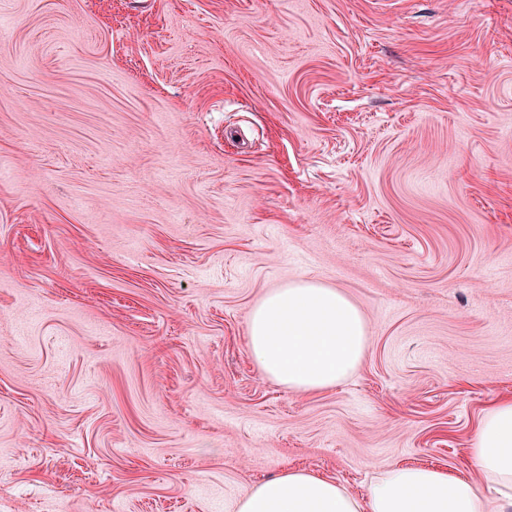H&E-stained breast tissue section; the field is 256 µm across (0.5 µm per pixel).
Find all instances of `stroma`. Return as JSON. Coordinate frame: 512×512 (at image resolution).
Wrapping results in <instances>:
<instances>
[{"mask_svg":"<svg viewBox=\"0 0 512 512\" xmlns=\"http://www.w3.org/2000/svg\"><path fill=\"white\" fill-rule=\"evenodd\" d=\"M299 278L369 336L305 396L248 354ZM507 397L512 0H0V512L470 477Z\"/></svg>","mask_w":512,"mask_h":512,"instance_id":"obj_1","label":"stroma"}]
</instances>
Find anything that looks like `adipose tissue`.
<instances>
[{"label":"adipose tissue","mask_w":512,"mask_h":512,"mask_svg":"<svg viewBox=\"0 0 512 512\" xmlns=\"http://www.w3.org/2000/svg\"><path fill=\"white\" fill-rule=\"evenodd\" d=\"M367 346V326L355 303L312 279L268 290L250 313L252 362L296 395L335 388L357 371ZM469 457L477 479L433 466H396L382 472L363 498L317 472L287 467L251 487L235 512H512V400L483 414ZM484 483L496 498L482 494Z\"/></svg>","instance_id":"obj_1"}]
</instances>
